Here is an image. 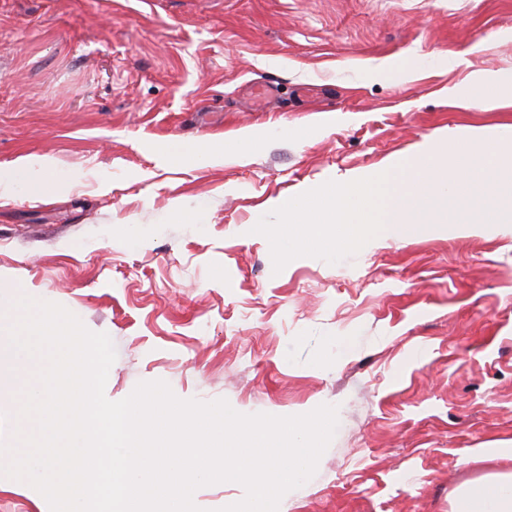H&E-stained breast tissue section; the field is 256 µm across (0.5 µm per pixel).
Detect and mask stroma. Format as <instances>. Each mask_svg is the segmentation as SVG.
Masks as SVG:
<instances>
[{
	"mask_svg": "<svg viewBox=\"0 0 512 512\" xmlns=\"http://www.w3.org/2000/svg\"><path fill=\"white\" fill-rule=\"evenodd\" d=\"M506 128L512 0H0V321L24 293L107 333L114 401L162 380L242 414L336 406L279 512H450L512 469V223L385 230L278 273L253 228ZM30 162L58 186L11 178ZM0 512L50 509L0 476Z\"/></svg>",
	"mask_w": 512,
	"mask_h": 512,
	"instance_id": "stroma-1",
	"label": "stroma"
}]
</instances>
